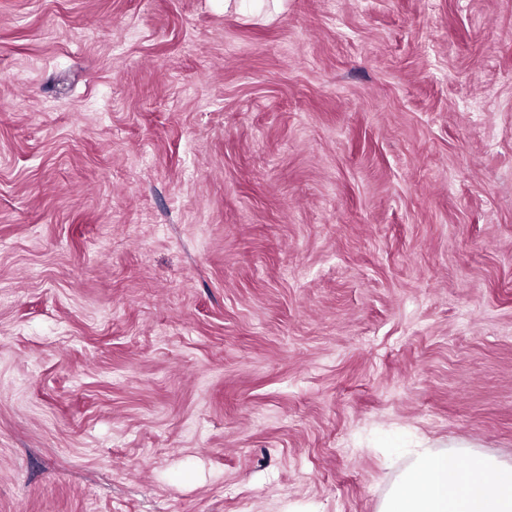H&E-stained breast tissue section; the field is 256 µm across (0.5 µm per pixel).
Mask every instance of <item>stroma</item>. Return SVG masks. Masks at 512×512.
Returning a JSON list of instances; mask_svg holds the SVG:
<instances>
[{"label": "stroma", "mask_w": 512, "mask_h": 512, "mask_svg": "<svg viewBox=\"0 0 512 512\" xmlns=\"http://www.w3.org/2000/svg\"><path fill=\"white\" fill-rule=\"evenodd\" d=\"M512 463V0H0V512H377ZM379 512H512V464L479 452L417 448Z\"/></svg>", "instance_id": "obj_1"}]
</instances>
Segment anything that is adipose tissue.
I'll list each match as a JSON object with an SVG mask.
<instances>
[{
  "mask_svg": "<svg viewBox=\"0 0 512 512\" xmlns=\"http://www.w3.org/2000/svg\"><path fill=\"white\" fill-rule=\"evenodd\" d=\"M379 512H512V464L479 452L417 449Z\"/></svg>",
  "mask_w": 512,
  "mask_h": 512,
  "instance_id": "obj_1",
  "label": "adipose tissue"
}]
</instances>
